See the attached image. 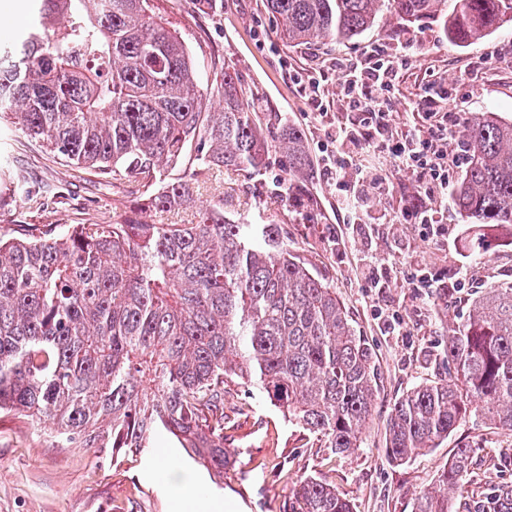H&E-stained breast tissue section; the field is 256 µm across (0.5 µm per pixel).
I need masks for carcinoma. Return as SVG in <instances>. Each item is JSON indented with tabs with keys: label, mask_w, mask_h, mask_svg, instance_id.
Returning a JSON list of instances; mask_svg holds the SVG:
<instances>
[{
	"label": "carcinoma",
	"mask_w": 512,
	"mask_h": 512,
	"mask_svg": "<svg viewBox=\"0 0 512 512\" xmlns=\"http://www.w3.org/2000/svg\"><path fill=\"white\" fill-rule=\"evenodd\" d=\"M264 0L290 44L351 41L386 13L398 27L448 14V39H483L512 23V0ZM19 39L0 45V115L78 168L160 178L144 208L167 213L214 168L285 162L282 201L308 224L312 177L304 131L270 135L224 68L220 112L202 111L201 64L150 0H30ZM192 180L167 179L189 146ZM465 170L453 206L465 224L512 226V120L464 122ZM14 200L36 198L21 170L0 169ZM455 376L398 398L386 454L402 464L448 438L471 410L512 436V286L490 288L448 332ZM259 389L288 421L339 455L361 447L373 414L372 352L336 290L288 251L277 224H235L214 200L192 224H147L123 209L56 232L0 237V410L55 426L64 448L145 447L161 429L220 473L224 380ZM473 449L456 450L412 512H448ZM291 512H352L315 478Z\"/></svg>",
	"instance_id": "obj_1"
}]
</instances>
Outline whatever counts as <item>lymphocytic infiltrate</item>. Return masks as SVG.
<instances>
[{"mask_svg": "<svg viewBox=\"0 0 512 512\" xmlns=\"http://www.w3.org/2000/svg\"><path fill=\"white\" fill-rule=\"evenodd\" d=\"M399 53H371L366 61H337L339 94L345 114L327 123L324 136L332 149L326 155L325 173L353 223L368 224L370 199L390 190L385 177L365 176L358 158L363 149L394 161L409 172L415 186L414 200L402 210L400 223L419 224L435 236L448 229V216L440 206L448 197V146L458 137L460 113L442 111L440 104L451 92L438 72H429L421 98L418 122L412 130H397L391 110L379 96L399 83Z\"/></svg>", "mask_w": 512, "mask_h": 512, "instance_id": "lymphocytic-infiltrate-1", "label": "lymphocytic infiltrate"}]
</instances>
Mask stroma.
Returning a JSON list of instances; mask_svg holds the SVG:
<instances>
[{
    "instance_id": "35a3bbf8",
    "label": "stroma",
    "mask_w": 512,
    "mask_h": 512,
    "mask_svg": "<svg viewBox=\"0 0 512 512\" xmlns=\"http://www.w3.org/2000/svg\"><path fill=\"white\" fill-rule=\"evenodd\" d=\"M156 13L181 33L194 57L204 61L200 89L206 111H219L216 94L225 67L235 68L245 95L259 103L262 127L277 130L287 121L306 135L314 167L326 149L325 115L343 105L336 95L338 58L366 59L377 48L395 51L406 35L415 48L403 61V76L383 92L396 125L411 119L422 94L425 73L436 69L455 92L449 110L468 119L486 112L512 119V25L487 38L459 45L449 41L446 16L396 28L381 20L350 42L291 46L277 37L279 20L262 0H152ZM324 75V107L315 109L300 92L298 78ZM13 161L32 188L50 186L43 203H20L0 184V235L11 238L23 225L62 229L109 214L126 205L142 222L183 224L196 220L215 196L232 202L226 216L280 225L288 247L309 263L344 303L351 322L372 351L378 370L373 419L354 454L342 456L325 440L288 423L257 388L233 379L224 384L226 446L232 453L223 476H216L165 431L151 435L147 448L112 453L108 448H61L51 426L9 411L0 412V512H174L175 503L158 489L148 464L157 449L175 451L199 481L200 492L220 495L232 512H288L292 490L315 478L350 500L353 512H411L413 499L445 471L458 448L473 450L465 491L449 494V512H490L498 487L512 485V436L477 412L471 413L439 447L397 465L385 453L386 420L393 403L423 382L450 378L444 349L449 328L467 319L473 303L490 288L512 284V229L463 223L448 212V240L436 242L417 224L389 229L378 224L350 229L349 215L332 184L315 175L305 187L321 215L305 224L281 202L276 185L282 159L271 153L261 173L212 171L193 187L191 202L163 215L143 210L156 183L126 177H101L72 167L31 140L10 120L0 121V158ZM383 172L391 189L372 202L374 210L399 215L413 198L409 174L393 162ZM484 235L489 251L474 259L467 247L474 233ZM375 256L388 275L373 287L361 272L363 256ZM467 280H459V267Z\"/></svg>"
}]
</instances>
